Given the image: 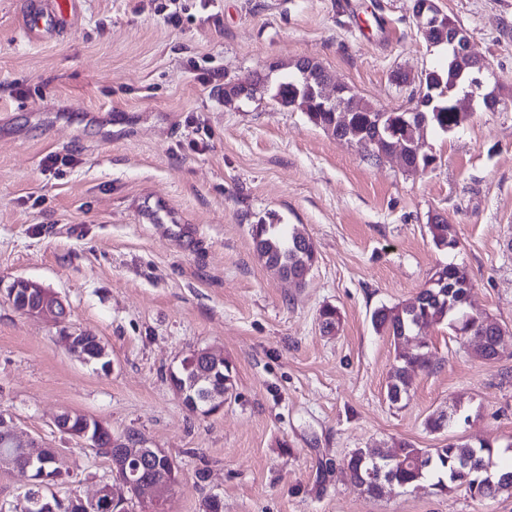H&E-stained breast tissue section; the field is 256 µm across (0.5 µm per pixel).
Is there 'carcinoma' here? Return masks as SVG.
Here are the masks:
<instances>
[{
    "instance_id": "cac0c4a2",
    "label": "carcinoma",
    "mask_w": 512,
    "mask_h": 512,
    "mask_svg": "<svg viewBox=\"0 0 512 512\" xmlns=\"http://www.w3.org/2000/svg\"><path fill=\"white\" fill-rule=\"evenodd\" d=\"M280 104L286 108H299L313 116L321 124L333 123L335 128L349 133V139L362 150H367L368 140L373 138L375 115L372 112H315L310 103L295 102L291 99V84L283 81L278 85ZM439 112L425 113L426 123L443 133L457 126L460 113L448 109V101L441 102ZM383 123L388 125L392 143L399 139L409 144L419 138L420 129L406 112L385 113ZM429 233L435 247L457 245L453 226L446 219L429 225ZM254 250L258 258L279 274L302 286L300 271L315 261V249L309 237L297 225L286 229L282 224H255L252 229ZM470 278L464 267L448 263L437 266L428 283L413 299L393 307L377 309L372 314V324L377 333L391 338L395 357L387 383V397L393 404L398 397L408 395L411 372L415 366L427 364L425 356L399 347L398 339L410 338L422 329L433 325L447 324L456 335L474 342L476 354L484 360L497 357L500 336L496 323L478 312L468 311V318L457 314L456 291L453 287ZM319 321L324 333H333L340 323V313L334 306L327 305L320 310ZM202 358L190 351L175 368L179 381L197 398V403L185 400L186 407L207 415L217 411L224 403V396L234 388L232 365H224L215 373L214 381L195 384ZM499 455L497 446L480 440L476 443L450 441L438 448H418L401 441L396 447L354 450L346 463L350 480L370 497L383 495L390 486H412L427 481L438 493H448L464 486L474 499L485 500L500 492L512 491V467L498 469L495 458ZM382 470L380 480L370 481L369 472ZM145 474L152 480L178 481V469L167 459L149 465Z\"/></svg>"
}]
</instances>
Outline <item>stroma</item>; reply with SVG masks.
Wrapping results in <instances>:
<instances>
[{
    "label": "stroma",
    "instance_id": "obj_1",
    "mask_svg": "<svg viewBox=\"0 0 512 512\" xmlns=\"http://www.w3.org/2000/svg\"><path fill=\"white\" fill-rule=\"evenodd\" d=\"M23 0H0V429L58 449L74 495L111 481L110 459L60 433L64 410L140 434L179 466L164 512H512L424 484L361 493L358 448L409 441L512 443V345L475 356L447 325L414 342L429 359L391 404L394 363L371 316L405 302L434 267L464 266L471 307L512 332V0H439L499 84L497 111L424 128L435 162L378 160L259 90L317 61L360 103L410 107L446 54L428 47L411 0H78L66 32L35 40ZM59 157L50 165L48 157ZM457 245L434 247L433 215ZM300 225L316 262L303 287L265 267L253 225ZM18 278L58 293L65 326L97 336L111 371L58 342L61 327L18 311ZM341 322L322 332L319 311ZM220 347L234 389L190 412L169 371ZM460 409L440 432L429 417Z\"/></svg>",
    "mask_w": 512,
    "mask_h": 512
}]
</instances>
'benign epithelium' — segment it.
<instances>
[{"label": "benign epithelium", "mask_w": 512, "mask_h": 512, "mask_svg": "<svg viewBox=\"0 0 512 512\" xmlns=\"http://www.w3.org/2000/svg\"><path fill=\"white\" fill-rule=\"evenodd\" d=\"M411 12L416 22L418 31L430 47L442 44L448 45L453 57L462 73L466 74L470 81V93L463 95L467 106H462L461 101L454 103V111L460 113L461 124H466L473 112L472 103L477 99H485L486 110L493 112L501 104L497 89H489L484 80V72L488 70V63L474 55L471 50L470 35L463 26L448 20L447 15L439 8L437 0H416ZM309 81L316 93L325 104L333 106L340 111L347 107H358L354 97L350 95V89L340 83L334 84L336 97L331 98L325 94L326 87L331 80L318 76L313 71L309 74ZM10 298L18 297L26 302L23 312L38 315L48 321L58 324L64 321L63 311L67 307L61 297L45 289L40 284L26 279L16 280L7 289ZM59 343L66 349L84 354L85 345L92 341L98 345L102 354H107L105 346L95 336L69 328L61 331L58 336ZM73 414L65 411L55 418V426L64 435L76 439L81 445L94 448L108 456L113 461L131 466L134 480L126 484L133 498L139 502L149 504H161L165 502L171 493V485L165 482H151L143 477L140 468L153 459L168 457V454L160 448L144 447L143 439L136 433L127 432L116 436L110 427L101 419H88L84 428L78 432L71 429ZM0 441L9 447V450L0 454V471L15 466L16 455L21 454L30 461L50 458L57 465V470L51 474L42 472L40 479L58 483L66 476L64 461L61 455L39 441L32 439L22 441L12 433L0 432ZM66 512H126L124 500L115 496L111 484L104 483L97 490L94 497L85 500L75 498Z\"/></svg>", "instance_id": "7a95c632"}]
</instances>
